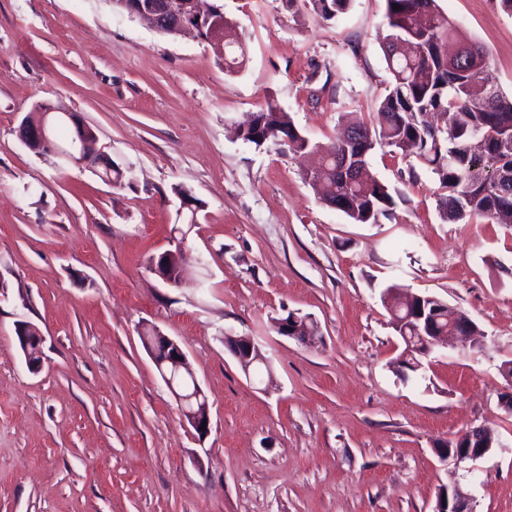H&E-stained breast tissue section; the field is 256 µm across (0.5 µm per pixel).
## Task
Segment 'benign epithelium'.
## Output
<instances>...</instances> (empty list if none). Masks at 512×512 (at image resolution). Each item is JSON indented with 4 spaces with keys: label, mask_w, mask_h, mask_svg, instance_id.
Segmentation results:
<instances>
[{
    "label": "benign epithelium",
    "mask_w": 512,
    "mask_h": 512,
    "mask_svg": "<svg viewBox=\"0 0 512 512\" xmlns=\"http://www.w3.org/2000/svg\"><path fill=\"white\" fill-rule=\"evenodd\" d=\"M122 2L124 10L148 20L156 29L162 25L172 30L185 27L183 21L177 16H170L163 20L156 15L144 13L142 5L137 0H122ZM50 113H52V110L44 108L40 111L39 121L32 125L25 123L20 126L18 136L24 145L31 149L34 148L38 152H54V143L47 124ZM64 116L74 124L77 136L75 150L68 156V160L79 167L88 168L96 173L103 169L108 172L112 171L111 157L103 150L95 147L96 137L91 133L90 127L76 113L66 112ZM172 254L173 251L171 250L162 252L159 258L155 260L153 270L167 284L177 286L180 284V269L170 270L166 266V259L172 258ZM310 320L311 317L309 316H300L293 312L290 318L278 322L280 333L302 343H311L315 340L317 331L314 330L305 336L298 335L301 323ZM405 322L409 323L415 330L416 335L403 336L401 341L415 346V349L425 357L434 353L435 349L446 338L456 337L470 341L474 340V337L471 336L473 321L460 312L451 311L448 313V330L440 334L434 333L432 321L426 319L425 309L423 308L420 310L409 309ZM18 339L29 370L39 371L41 364H33L31 360L38 355V349L42 343L40 332L35 328L29 330L23 325L18 330ZM146 344L163 380L179 404L184 421L198 435L207 434V431L201 430L203 422L210 421L207 398L200 384L195 380L187 355L179 342L155 330L153 336L146 340ZM224 344L246 372L256 363L267 362L259 343L251 336L226 335L224 336ZM178 373L193 379L190 390L186 391L175 384V375ZM496 446L502 448L504 444H493L492 437L485 426H472L444 443V449L439 451V455L441 460L446 461L451 457L459 465L475 462L486 457ZM434 512H475L473 498L457 476H451L448 484L440 486Z\"/></svg>",
    "instance_id": "benign-epithelium-1"
}]
</instances>
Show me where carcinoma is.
Masks as SVG:
<instances>
[{"instance_id":"carcinoma-1","label":"carcinoma","mask_w":512,"mask_h":512,"mask_svg":"<svg viewBox=\"0 0 512 512\" xmlns=\"http://www.w3.org/2000/svg\"><path fill=\"white\" fill-rule=\"evenodd\" d=\"M179 2L188 22L187 33L209 42L224 60L227 71L243 66L246 48L233 25L217 13L199 21L192 0H142L147 9L164 11ZM325 21L349 9L352 0H285L288 9L298 2ZM389 27L385 60L393 83L370 125L355 113L345 119L346 130L361 132L365 143L352 146L339 138L328 145L312 143L296 129L291 116L269 102L254 115L241 138L257 146L288 136V146L316 150L324 168L306 174L318 199L344 200L339 208L356 224H373L394 204L388 188L378 181L343 180L338 172L344 157L367 163L379 141L406 157L415 158L434 174L448 194L440 199L444 219L468 224L483 219L512 224V95L504 94L491 76L487 51L462 38L457 25L440 11L437 0H386ZM399 10H393V5ZM430 112L448 115V126L438 128L423 120ZM410 295L388 288L382 302L393 328L407 313ZM420 360L403 349L395 371L406 378L405 366Z\"/></svg>"}]
</instances>
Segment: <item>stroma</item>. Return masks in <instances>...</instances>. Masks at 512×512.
Segmentation results:
<instances>
[{
    "label": "stroma",
    "mask_w": 512,
    "mask_h": 512,
    "mask_svg": "<svg viewBox=\"0 0 512 512\" xmlns=\"http://www.w3.org/2000/svg\"><path fill=\"white\" fill-rule=\"evenodd\" d=\"M485 46L512 94V16L496 0H437ZM248 62L159 33L112 0H0V512H433L457 475L475 512H512V226L445 222L438 179L386 145L369 158L394 199L375 224L322 204L313 158L236 127L273 102L313 143L355 112L373 121L393 82L386 0L325 21L284 0H223ZM77 113L123 167L122 185L21 143L36 106ZM202 205L180 216L175 186ZM181 249L172 288L150 265ZM442 298L484 331L401 380L388 287ZM312 317L309 345L275 318ZM43 336L28 370L16 329ZM184 348L208 398L197 435L139 338ZM270 368L246 375L225 335ZM486 424L499 447L441 462ZM224 344L246 373L255 363L267 362L259 343L251 336L226 335Z\"/></svg>",
    "instance_id": "stroma-1"
}]
</instances>
